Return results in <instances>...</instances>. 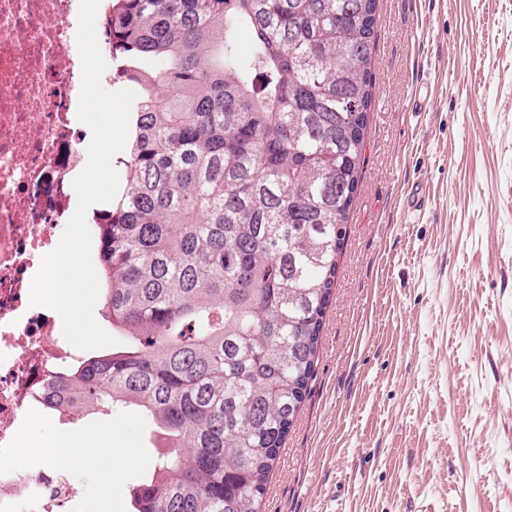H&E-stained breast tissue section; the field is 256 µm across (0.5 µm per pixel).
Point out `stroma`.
I'll use <instances>...</instances> for the list:
<instances>
[{
    "label": "stroma",
    "instance_id": "stroma-1",
    "mask_svg": "<svg viewBox=\"0 0 512 512\" xmlns=\"http://www.w3.org/2000/svg\"><path fill=\"white\" fill-rule=\"evenodd\" d=\"M365 165L310 392L260 512H512V0H378ZM430 86L428 111L408 105ZM422 210L402 197L413 182ZM70 464L76 512H127L157 454L144 416ZM51 422L21 436L46 465ZM127 462L111 503L98 457Z\"/></svg>",
    "mask_w": 512,
    "mask_h": 512
}]
</instances>
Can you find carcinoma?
I'll list each match as a JSON object with an SVG mask.
<instances>
[{"label": "carcinoma", "mask_w": 512, "mask_h": 512, "mask_svg": "<svg viewBox=\"0 0 512 512\" xmlns=\"http://www.w3.org/2000/svg\"><path fill=\"white\" fill-rule=\"evenodd\" d=\"M376 10L112 0V79L140 92L125 189L93 220L121 343L86 352L46 402L143 414L165 451L129 512H259L315 372L361 178Z\"/></svg>", "instance_id": "obj_1"}]
</instances>
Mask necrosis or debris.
<instances>
[{
  "mask_svg": "<svg viewBox=\"0 0 512 512\" xmlns=\"http://www.w3.org/2000/svg\"><path fill=\"white\" fill-rule=\"evenodd\" d=\"M79 0H0V512H71L78 490L64 473L19 464L31 418L60 426L42 394L78 358L53 312L30 303L44 255L73 215L72 177L83 134L73 121L81 90Z\"/></svg>",
  "mask_w": 512,
  "mask_h": 512,
  "instance_id": "obj_1",
  "label": "necrosis or debris"
}]
</instances>
